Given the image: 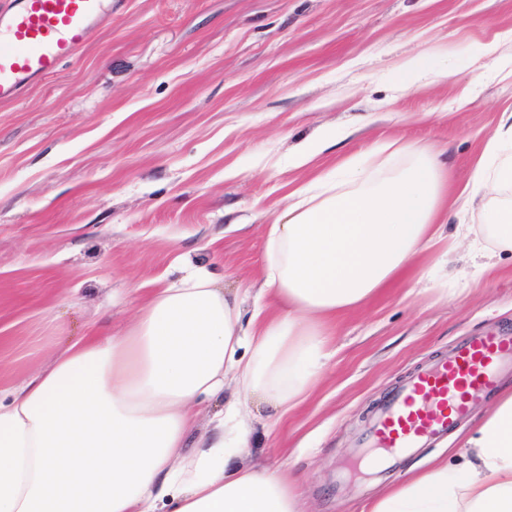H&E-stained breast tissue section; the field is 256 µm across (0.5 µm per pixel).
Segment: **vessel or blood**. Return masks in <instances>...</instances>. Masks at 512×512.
<instances>
[{"label": "vessel or blood", "instance_id": "1", "mask_svg": "<svg viewBox=\"0 0 512 512\" xmlns=\"http://www.w3.org/2000/svg\"><path fill=\"white\" fill-rule=\"evenodd\" d=\"M112 18V0H12L0 11V103L57 74L61 64ZM512 370V332L475 334L448 357L418 371L380 406L351 461L370 469L377 452L388 461L415 453L452 431L472 403Z\"/></svg>", "mask_w": 512, "mask_h": 512}]
</instances>
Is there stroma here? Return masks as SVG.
Instances as JSON below:
<instances>
[{
    "mask_svg": "<svg viewBox=\"0 0 512 512\" xmlns=\"http://www.w3.org/2000/svg\"><path fill=\"white\" fill-rule=\"evenodd\" d=\"M424 53L452 77L405 85ZM512 111V0H112L59 72L0 103V390L20 387L94 331L117 335L178 265L254 295L264 234L290 190L372 145L441 151L468 180ZM348 131L309 167L288 159ZM458 250L429 255L331 324L335 356L248 462L294 480L303 512H362L383 488L456 461L497 401L433 447L348 482L343 465L379 405L467 336L512 329V254L474 275Z\"/></svg>",
    "mask_w": 512,
    "mask_h": 512,
    "instance_id": "35a3bbf8",
    "label": "stroma"
}]
</instances>
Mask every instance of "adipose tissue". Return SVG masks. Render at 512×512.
Wrapping results in <instances>:
<instances>
[{
  "instance_id": "ef3b65f1",
  "label": "adipose tissue",
  "mask_w": 512,
  "mask_h": 512,
  "mask_svg": "<svg viewBox=\"0 0 512 512\" xmlns=\"http://www.w3.org/2000/svg\"><path fill=\"white\" fill-rule=\"evenodd\" d=\"M449 192L439 152L378 146L290 192L264 241L251 314L207 271L157 289L123 334L85 336L0 401V512H302L288 479L244 464L262 405L277 425L320 380L328 325L422 254L448 255L449 216L481 205L474 253L512 252V112ZM223 398L190 440L198 407ZM363 512H512V389L464 443Z\"/></svg>"
}]
</instances>
